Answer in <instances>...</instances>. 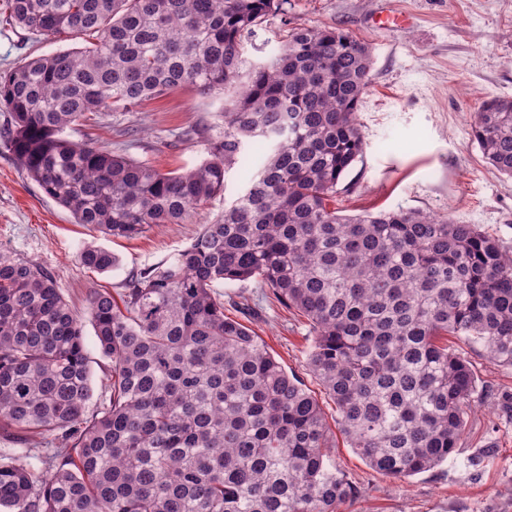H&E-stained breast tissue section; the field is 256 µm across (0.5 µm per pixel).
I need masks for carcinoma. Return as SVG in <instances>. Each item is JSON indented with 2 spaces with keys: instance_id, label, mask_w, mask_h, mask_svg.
I'll use <instances>...</instances> for the list:
<instances>
[{
  "instance_id": "1",
  "label": "carcinoma",
  "mask_w": 512,
  "mask_h": 512,
  "mask_svg": "<svg viewBox=\"0 0 512 512\" xmlns=\"http://www.w3.org/2000/svg\"><path fill=\"white\" fill-rule=\"evenodd\" d=\"M284 0H10L29 36L89 47L0 75V144L78 224L130 238L183 224L260 160L224 215L172 258L93 288L86 315L108 362L94 389L83 325L56 278L0 250V430L34 468L0 455V512H339L353 487L314 393L265 342L224 315L212 288L258 279L313 332L309 372L336 425L377 473L405 479L448 459L480 397L448 336L512 367V253L477 224L419 210L330 207L363 153L356 112L369 47L295 27L263 63L242 39ZM224 93L208 158L162 172L66 138L88 112L129 111L180 87ZM487 163L512 178V98L471 123ZM79 264L104 273L109 250ZM41 443L31 442L32 435Z\"/></svg>"
}]
</instances>
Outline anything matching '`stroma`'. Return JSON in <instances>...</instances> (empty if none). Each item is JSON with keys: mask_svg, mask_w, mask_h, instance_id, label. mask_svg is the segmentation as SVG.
<instances>
[{"mask_svg": "<svg viewBox=\"0 0 512 512\" xmlns=\"http://www.w3.org/2000/svg\"><path fill=\"white\" fill-rule=\"evenodd\" d=\"M378 2L287 0L283 12L244 38V55L253 63L268 60L296 26L339 29L368 44L370 86L356 113L363 154L342 181L336 209L421 210L481 225L512 248V179L485 162L470 120L482 100L512 98V0H391L412 21L383 30L368 24ZM8 16L7 0H0L1 74L84 45L80 38L23 37ZM223 122V94L183 87L127 112L87 115L67 137L179 172L207 158L208 134ZM244 187L240 167H233L224 193L191 222L113 238L76 223L0 147V249L52 272L81 314L89 289L118 291L129 273L174 255ZM89 244L112 251L118 266L98 274L79 265L77 253ZM216 293L228 317L239 318L243 303L256 309L248 326L288 372L317 389L307 367L312 336L303 315L281 306L254 280L218 285ZM453 347L471 363L483 395L455 451L428 472L392 480L337 438L333 459L356 488L340 512H512V368L494 364L479 345L457 340Z\"/></svg>", "mask_w": 512, "mask_h": 512, "instance_id": "stroma-1", "label": "stroma"}]
</instances>
